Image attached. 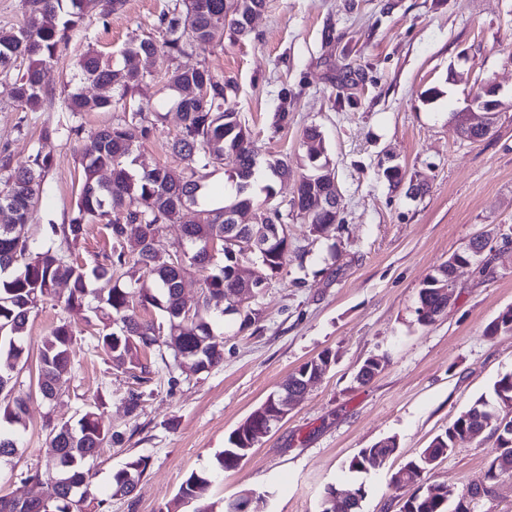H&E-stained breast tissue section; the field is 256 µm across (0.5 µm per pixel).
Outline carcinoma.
<instances>
[{"instance_id": "cac0c4a2", "label": "carcinoma", "mask_w": 512, "mask_h": 512, "mask_svg": "<svg viewBox=\"0 0 512 512\" xmlns=\"http://www.w3.org/2000/svg\"><path fill=\"white\" fill-rule=\"evenodd\" d=\"M125 0H25L27 23L0 32V74L15 73L13 95L23 112L51 111L52 102L42 85V73L59 60L62 44L70 33L78 30L88 9L98 10L101 19L112 16ZM265 0H174L159 17V27L166 38L158 45L150 39L133 40L125 54L155 55L159 52L175 59L189 50L219 44L224 34L242 37L249 33L246 19L260 11ZM80 76L92 81L101 93L86 97L79 89L67 91L64 110L76 115L88 111L110 112L120 109L116 122L83 135L80 126L46 128L45 135L65 131L67 136L83 141L81 189L68 222L51 227L52 246L35 251L29 243V222L43 192L45 175L51 166L48 156L36 153L25 166H13L8 154L0 155V459L19 447L21 432L27 427V405L23 395L14 392L12 370L26 353L25 332L29 316L43 302L56 299V285H70L63 300L66 317L59 320L41 341L36 388L42 398L51 402L65 382L71 361L74 325L83 321L94 324L96 348L117 369L139 370L136 379L151 381L152 369L141 362L145 352L155 351L164 365L167 357L179 364L197 362L211 369L224 360V334L214 329L212 301L237 293L242 282L236 274L237 259L224 249V241L239 237L245 231L234 222V216L261 206L255 190L260 168L268 171L270 183L264 185L265 200L274 196L272 182L292 173L288 161H260L251 134L242 124L240 114L224 107L231 86L224 77L209 67H176L168 72L167 85L185 89L206 86L205 100L195 97L182 100L170 91L166 98L171 106H179L182 116L180 133L172 140L171 150L184 162L179 170L156 167L136 170L134 152L140 142L157 130L161 113L152 103L136 97L144 81V73L130 64L115 67L95 52H87L76 64ZM308 172L302 174L294 199L316 235L328 233L339 223L338 213L316 208L319 197L334 193L331 183L323 181V173H332L321 131L311 126L304 132ZM222 166L234 193L220 207L204 208L207 180L213 170ZM196 208L198 221L182 225V265L177 267L160 241L161 228L175 224L187 208ZM105 226L108 250L103 259L89 263L66 261L62 252L85 235L87 225ZM218 239L224 264L200 250V240ZM491 242L488 234L472 238L452 257L475 262ZM271 275L279 274L288 264V243L282 237L274 247ZM194 270L201 276V294L192 318L180 315L184 305L180 287L184 275ZM142 273L137 277L136 273ZM450 265L441 264L423 283L418 292L417 320L430 325L443 314L447 301L440 298L439 283L448 280ZM134 280L130 285L125 278ZM113 281L107 294L95 295L88 288L91 279ZM149 306L164 312L165 322L144 320L138 310ZM512 333V309L501 312L484 330L487 337ZM327 353L307 361L288 377L287 385L307 370L316 372L325 364ZM512 404V373L501 376L493 386L492 398L480 396L470 408L458 416L444 432L436 435L417 456L392 472L390 484H400L407 467L416 464L432 469L439 459L455 450L457 433L475 425L488 431L500 428L502 408ZM104 401L98 397L78 417L60 422L47 420L50 431L52 471L43 474L29 471L25 479L41 486V496L18 500V510L0 512H102L104 501L93 492L87 468L88 461L98 455L103 444L112 441V432L102 419ZM260 433V424L252 423V436L235 428L228 446L215 456L212 472L190 473L178 493L166 506V512H181L186 503L196 504L195 512H214L210 502L213 474L239 466L238 458L247 456ZM398 449L395 438L386 444L363 448L347 463L351 474L383 468ZM498 467L488 466L494 481L512 476V454H498ZM147 462L137 458L112 473V495L131 494L143 478ZM254 497L249 512H265L266 497L244 489L224 504V512H240L243 501ZM400 512H448L444 497L424 489L414 493L400 507Z\"/></svg>"}]
</instances>
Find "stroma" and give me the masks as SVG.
Instances as JSON below:
<instances>
[{"label": "stroma", "mask_w": 512, "mask_h": 512, "mask_svg": "<svg viewBox=\"0 0 512 512\" xmlns=\"http://www.w3.org/2000/svg\"><path fill=\"white\" fill-rule=\"evenodd\" d=\"M171 5L125 0L104 20L89 11L58 63L44 71L45 89L61 100L71 61L88 51L121 66L131 39L162 40L158 17ZM177 64L205 65L230 81L227 104L240 113L260 156L287 160L295 173L307 170L303 133L317 127L342 194L340 224L313 234L292 206L294 181L276 183L272 204L296 256L276 275L251 258L265 281L253 303L257 329L242 332L227 321L223 362L197 375L149 353L143 360L154 374L139 383L94 350L92 330L81 322L66 390L44 401L34 387L40 340L65 312L54 301L35 310L28 360L13 371L30 420L18 455L0 464V495L32 494L23 477L49 468L47 419L77 417L99 396L112 441L90 466L105 512H162L186 476L211 469L230 433L269 393L327 350L328 372L237 469L216 478L215 508L222 512L225 500L251 489L266 495L267 512H322L327 487L351 486L345 461L392 437L398 450L386 468L362 476V512H399L411 490L393 491L391 471L512 373V335H484L512 307V247L503 246L512 235V0H266L246 37L175 60L159 54L138 62L145 75L139 96L160 105L163 117L138 146L137 167L182 166L170 147L181 116L164 106L161 91ZM486 82L497 85L503 103L496 123L481 141L458 138L451 118ZM430 88L435 97H425ZM283 100L288 124L279 129ZM115 119L112 112L18 111L12 78L0 77V151L17 164L37 153L51 158L30 225L33 249L47 245L49 226L71 214L81 177L79 141L44 136V128L74 123L90 132ZM388 166L423 184L424 193L407 195L380 178ZM482 232L494 237L481 258L485 272L460 269L445 315L420 324L419 288ZM372 356L383 360V370L369 383L356 382L357 366ZM134 392L141 404L131 414ZM497 451L491 438L462 443L425 479L452 488L482 483ZM134 458L146 460L144 478L133 494L110 496L113 472Z\"/></svg>", "instance_id": "35a3bbf8"}]
</instances>
